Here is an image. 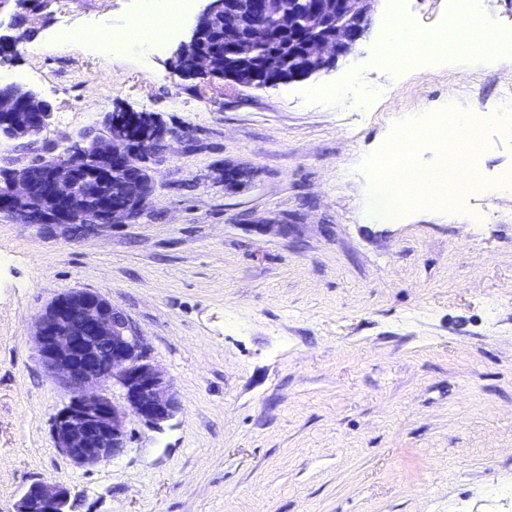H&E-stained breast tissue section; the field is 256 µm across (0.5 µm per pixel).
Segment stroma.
<instances>
[{"mask_svg": "<svg viewBox=\"0 0 512 512\" xmlns=\"http://www.w3.org/2000/svg\"><path fill=\"white\" fill-rule=\"evenodd\" d=\"M147 0H52L0 35V70L52 103L31 140H0V168L65 154L111 112L168 130L143 215L123 224H25L0 214V512L35 481L68 512H512V135L485 126L478 187L408 198L371 222L373 169L403 113L499 110L512 57L373 64L394 19L420 32L448 0H379L355 51L271 89L180 74L173 51L105 50L97 19L129 31ZM245 173L227 188L224 170ZM98 293L172 379L175 416L131 422L124 453L75 466L54 415L34 321L59 295Z\"/></svg>", "mask_w": 512, "mask_h": 512, "instance_id": "stroma-1", "label": "stroma"}]
</instances>
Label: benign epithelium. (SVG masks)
<instances>
[{
	"label": "benign epithelium",
	"instance_id": "obj_1",
	"mask_svg": "<svg viewBox=\"0 0 512 512\" xmlns=\"http://www.w3.org/2000/svg\"><path fill=\"white\" fill-rule=\"evenodd\" d=\"M48 0H0V10L13 7L15 26L40 11ZM277 0H206L189 40L176 55L182 73L210 80L212 57L196 50L199 37L211 23L224 20V34L234 53L243 58L261 53L272 43L271 28L240 15L268 14ZM301 9L289 25L304 35L303 53L312 66L302 73L265 77L262 71L224 69V78L244 87L276 88L321 75L336 68L365 38L380 0H296ZM52 115L53 106L35 91L25 96H0V137L33 138L43 128H31L20 110ZM108 131L92 145L78 144L66 156L39 165L35 173L15 170L0 182L5 197L0 212L28 224H119L142 211L151 194V179L128 171L124 161L165 139L153 114L113 112L104 120ZM35 341L42 364L70 394L68 405L52 423L56 447L79 467L106 463L127 445L126 412L154 427L173 416V382L150 362L145 339L128 318L104 297L75 290L54 299L35 322ZM122 392L127 409L109 395ZM68 490L42 481L30 484L16 512H64Z\"/></svg>",
	"mask_w": 512,
	"mask_h": 512
}]
</instances>
